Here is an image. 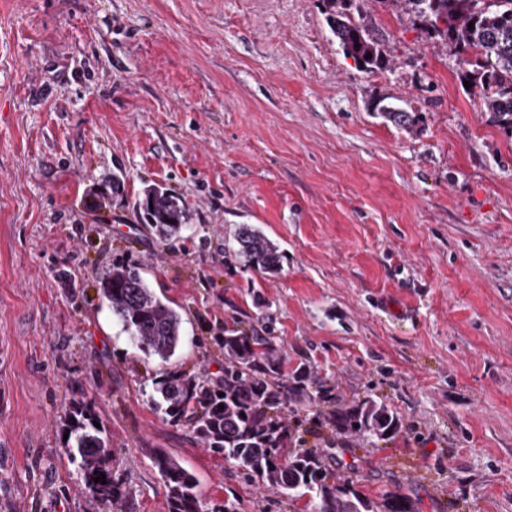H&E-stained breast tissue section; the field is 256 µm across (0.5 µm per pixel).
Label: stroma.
Returning a JSON list of instances; mask_svg holds the SVG:
<instances>
[{
  "label": "stroma",
  "mask_w": 512,
  "mask_h": 512,
  "mask_svg": "<svg viewBox=\"0 0 512 512\" xmlns=\"http://www.w3.org/2000/svg\"><path fill=\"white\" fill-rule=\"evenodd\" d=\"M390 55L360 71L323 0H0V512H170L156 451L197 478L199 512H314L245 479L150 397L174 371L224 377V333L273 338L337 404L384 402L401 430L350 436L334 480L415 512H512V134L452 48L393 0H354ZM419 114L415 132L375 99ZM188 205L158 239L135 203ZM241 224L283 255L232 253ZM134 262L178 310L169 362L128 341L99 293ZM91 400L124 497H88L64 418ZM317 400L285 411L325 454ZM150 205H153V209H150ZM136 206L143 224H148L161 240L176 237L189 221V211L183 201L159 185L147 187ZM237 253L243 258L244 267L274 275L280 270L281 255L254 224H241L236 232Z\"/></svg>",
  "instance_id": "obj_1"
}]
</instances>
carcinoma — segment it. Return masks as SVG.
<instances>
[{
  "label": "carcinoma",
  "mask_w": 512,
  "mask_h": 512,
  "mask_svg": "<svg viewBox=\"0 0 512 512\" xmlns=\"http://www.w3.org/2000/svg\"><path fill=\"white\" fill-rule=\"evenodd\" d=\"M326 21L345 55L364 72L383 70L389 54L375 31L371 16L349 18L351 0H324ZM421 18L424 33L454 47L461 58L463 80L480 90L481 103L500 126L512 131V0H397ZM473 28H468V24ZM372 58H366V55ZM374 111L403 131H412L418 115L379 100ZM142 222L161 240L180 234L189 221L183 201L169 189L147 187L136 203ZM237 253L244 266L274 275L280 270L278 247L253 224L236 232ZM100 294L129 343L146 356L169 361L184 347L178 311L157 297L134 264L112 266L99 282ZM224 387L211 388L183 373L155 382V407L174 418L194 415L197 434L209 447L237 463L249 478L277 486L291 498L316 499V512H412L401 494L383 503L371 500L348 484L328 482L321 455L296 447L294 430L280 420L283 407L315 396L331 398L330 390L314 382L304 368L291 380L280 381L282 361L270 336L231 332L222 339ZM93 405L76 401L67 418L65 449L82 473L87 494L101 502L124 498L109 467L111 448L94 424ZM318 424L340 434L386 440L400 429L399 418L383 402L368 397L352 406L321 414ZM156 467L168 484L172 512H197L195 476L175 458L159 453ZM105 474L106 483L94 478Z\"/></svg>",
  "instance_id": "1"
}]
</instances>
